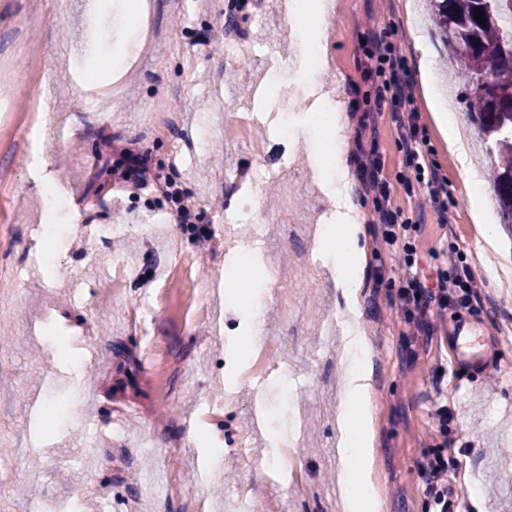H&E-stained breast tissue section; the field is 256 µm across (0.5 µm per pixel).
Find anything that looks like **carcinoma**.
Returning a JSON list of instances; mask_svg holds the SVG:
<instances>
[{"label": "carcinoma", "instance_id": "carcinoma-1", "mask_svg": "<svg viewBox=\"0 0 512 512\" xmlns=\"http://www.w3.org/2000/svg\"><path fill=\"white\" fill-rule=\"evenodd\" d=\"M448 49L472 86L470 111L482 135L492 141L497 155L493 182L502 213L512 223V51L502 46L501 19L512 17L500 0H432ZM482 12L486 25L475 18Z\"/></svg>", "mask_w": 512, "mask_h": 512}]
</instances>
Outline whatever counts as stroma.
Returning <instances> with one entry per match:
<instances>
[{"mask_svg":"<svg viewBox=\"0 0 512 512\" xmlns=\"http://www.w3.org/2000/svg\"><path fill=\"white\" fill-rule=\"evenodd\" d=\"M97 2L112 25L102 31L98 56L86 61L77 47L89 36L88 0H0V300L17 307L0 321V342L10 346L0 359V496L14 512H26L46 487L54 493L46 512H185L183 497L145 490L143 478L164 475L171 465L182 475L204 470L205 452L189 431L209 428L223 460L219 472L196 484V505L218 512L227 498L245 493L258 495L263 512H347L332 444L339 438L337 411L348 369L342 325L355 306L372 368L368 478L382 512H430L416 462L431 440L434 367L460 318L472 324L476 348L492 357L496 389L487 391L483 375L469 383L449 381L450 451L460 456L449 479L463 491L480 485V496L471 501L476 512L512 507V485L501 478L502 469L512 467V277L499 273L512 263V227L500 225V246L489 251L475 223L478 207L494 209L493 193L472 194L430 107H423L429 145L456 205L445 226L434 211L417 214L402 191H394L392 207L402 218L422 221L424 264H440L453 247L464 252L481 301L449 313L412 358L403 350L388 286L373 285L375 268L390 262V252L376 247L365 224L353 229L364 251L354 296L338 288L333 260L310 269L319 225L340 222L330 189L314 188L318 171L311 156L325 154L326 141L312 122L305 143L288 146L269 119L282 98L296 92L307 111H321L325 89L336 91L346 107L372 109L373 97L353 92L362 83L363 49L393 30L411 80L419 81L420 64L428 62L472 152L491 156L468 112L471 86L455 79L427 0H335L325 39L331 67L316 84L288 71L286 55L299 45L282 0H253L238 14L245 39L234 49L222 34L231 0H149L154 34L143 42L123 22L133 0ZM184 47L195 49V57H182ZM126 55L132 64L118 93H111L109 68ZM229 58L246 69L247 81L225 86ZM275 71L283 80L268 84ZM172 91L180 98L182 121L169 129L164 98ZM247 112L261 113V121L243 124ZM75 114L88 119L86 135H71ZM205 119L223 124V135L183 158L174 178L197 200L223 199V208L200 211L198 221L208 227L223 224L229 212H258L261 259L284 273L272 284L262 338L238 366L230 347L244 332L246 312L234 296L211 287L204 317L191 318L192 292L203 272L190 260L209 251L212 270L223 271L224 247L185 232L172 237L175 212L168 201L147 203L132 186L114 191L103 172L112 163L105 140L137 143L158 167L173 142L196 137ZM36 146L45 168L30 164ZM247 163L271 172L253 198L220 179ZM46 178L64 201L50 214L40 196ZM287 205L306 226L288 242L273 221ZM92 224L126 230L97 244L89 237ZM48 225L58 234L47 244L41 235ZM131 295L151 303L149 338L127 326ZM288 304L297 306L298 323L287 322ZM51 335L60 338L62 352L48 344ZM126 354L136 362L132 384L116 372ZM233 366L238 372L230 385L226 375ZM286 373L300 382L299 437L283 450L277 442ZM216 413L224 417L223 428L211 426ZM171 436L181 442L173 458L166 452ZM103 484L111 485L110 494L100 493Z\"/></svg>","mask_w":512,"mask_h":512,"instance_id":"35a3bbf8","label":"stroma"}]
</instances>
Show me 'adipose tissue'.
I'll list each match as a JSON object with an SVG mask.
<instances>
[{
  "instance_id": "obj_1",
  "label": "adipose tissue",
  "mask_w": 512,
  "mask_h": 512,
  "mask_svg": "<svg viewBox=\"0 0 512 512\" xmlns=\"http://www.w3.org/2000/svg\"><path fill=\"white\" fill-rule=\"evenodd\" d=\"M421 80L425 94L434 111V117L448 137L449 145L456 152L467 176L470 190L480 194L484 180L475 169L469 155L466 142L457 125L456 116L448 111L436 87V82L430 69H423ZM323 112L321 119L326 127L334 150L329 157V165L335 175L334 191L336 201L344 206L350 220H358L360 209L352 198L350 191L349 172L346 165L345 127L342 101L333 99L331 93H324ZM322 242L336 262L338 285L344 294H353L360 286L358 263L361 251L355 236L347 234L344 237L334 236L331 229H324ZM226 291L235 292L238 302L249 314V329L246 336L241 337L236 344L237 353H244L253 348L259 341L264 325V303L266 301V282L259 279L254 281L249 290L236 292V282L227 278L223 281ZM345 347L348 354L353 355V366L349 372L345 395L340 406L338 422L340 428L339 451L341 468L339 482L347 498L359 502L366 512H380L381 504L372 486L361 476L369 456L368 437L365 430V420L371 410V394L369 374L366 369L363 352V331L360 321H348L343 325Z\"/></svg>"
}]
</instances>
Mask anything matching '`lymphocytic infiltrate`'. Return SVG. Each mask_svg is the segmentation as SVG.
<instances>
[{"label":"lymphocytic infiltrate","mask_w":512,"mask_h":512,"mask_svg":"<svg viewBox=\"0 0 512 512\" xmlns=\"http://www.w3.org/2000/svg\"><path fill=\"white\" fill-rule=\"evenodd\" d=\"M363 77L373 84L376 107H390L405 158L404 170L392 176L376 150L357 145L354 155L363 172L362 186L375 200L374 218L368 229L388 250L402 252L399 286L392 300L397 317L408 326L410 335L431 337L449 312L472 307L478 297L477 283L471 270L462 265L456 249L449 251L447 260L433 273H421L415 260V239L421 227L395 223L388 207L392 188L398 185L408 196L422 199L444 220L448 217L451 196L447 176L425 147L427 127L421 122L419 102L407 75L404 56L396 53L386 38L377 39ZM108 150L114 156L109 171L114 184L121 187L131 184L140 189L157 185L159 174L145 152L113 144ZM452 418L447 399L438 398L431 412L434 439L423 449L417 462L423 492L433 512H462L464 507L461 498L448 486L449 472L459 465L458 459L448 453V423Z\"/></svg>","instance_id":"1"}]
</instances>
